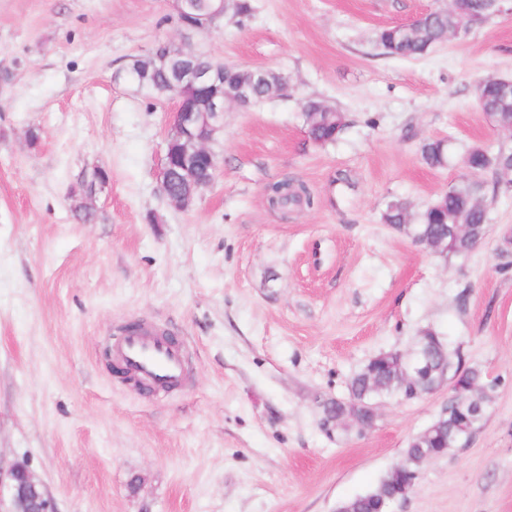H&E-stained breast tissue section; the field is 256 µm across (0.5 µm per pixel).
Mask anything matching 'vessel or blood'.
Returning <instances> with one entry per match:
<instances>
[{
  "instance_id": "1",
  "label": "vessel or blood",
  "mask_w": 512,
  "mask_h": 512,
  "mask_svg": "<svg viewBox=\"0 0 512 512\" xmlns=\"http://www.w3.org/2000/svg\"><path fill=\"white\" fill-rule=\"evenodd\" d=\"M116 355L134 374L163 387L178 385L184 375L179 348L164 334H125L116 346Z\"/></svg>"
}]
</instances>
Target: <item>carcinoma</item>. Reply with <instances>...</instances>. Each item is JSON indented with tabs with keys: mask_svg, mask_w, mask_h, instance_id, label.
I'll return each mask as SVG.
<instances>
[{
	"mask_svg": "<svg viewBox=\"0 0 512 512\" xmlns=\"http://www.w3.org/2000/svg\"><path fill=\"white\" fill-rule=\"evenodd\" d=\"M494 16L489 0H455L446 9H436L429 13L425 22L419 26H411L404 30L402 25L383 28L376 35V45L383 53L390 56L414 58L427 53L434 46L446 41L448 36L460 26L472 29L482 25ZM170 72L159 68L153 72L137 75L146 92L151 93L155 88L169 79ZM309 138L322 145L335 142L343 132L346 123L343 113L324 105L321 101L310 98L303 103ZM509 148L499 147L497 150L486 148L474 152L470 164L474 171L484 174L491 171L488 158ZM422 160L432 168H441L448 162L446 141L443 139L429 140L421 145ZM288 183H276L270 187L269 201H277L283 205L305 201L311 203L307 189L299 187L298 194L288 197L279 196L281 188ZM500 189L496 179L482 180L471 187L463 182L451 186L432 205L427 207L411 225L412 237H422L427 240L423 248L433 254L465 255L474 249L473 238L451 232L457 224H485L488 221L487 192ZM385 223L401 229L409 223L408 205L401 199H394L387 205L383 215ZM420 350L434 367L453 371L451 379L463 384H478L482 382V373L474 368L462 367V360H453L450 351H442L423 345ZM398 359L393 351L381 352L375 356V362L366 365L354 375L348 385L351 396L362 397L372 391V386H378L384 394H389L397 386ZM462 422L461 415L454 409H448V416L438 419L436 425L426 430L422 435L412 438L402 457L407 460L417 458L424 448H454L461 444L457 436L458 426ZM399 477L386 472L369 491L345 499L340 502L344 512H372V503L368 496L378 495L398 483Z\"/></svg>",
	"mask_w": 512,
	"mask_h": 512,
	"instance_id": "carcinoma-1",
	"label": "carcinoma"
}]
</instances>
